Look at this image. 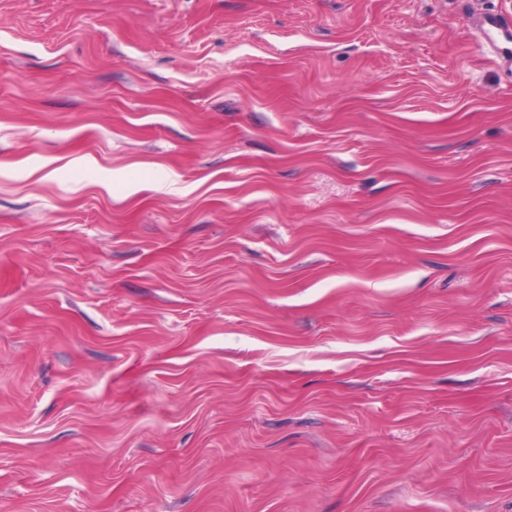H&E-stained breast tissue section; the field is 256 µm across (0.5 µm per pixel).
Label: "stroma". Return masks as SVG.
Wrapping results in <instances>:
<instances>
[{"mask_svg":"<svg viewBox=\"0 0 512 512\" xmlns=\"http://www.w3.org/2000/svg\"><path fill=\"white\" fill-rule=\"evenodd\" d=\"M512 0H0V512H512Z\"/></svg>","mask_w":512,"mask_h":512,"instance_id":"obj_1","label":"stroma"}]
</instances>
